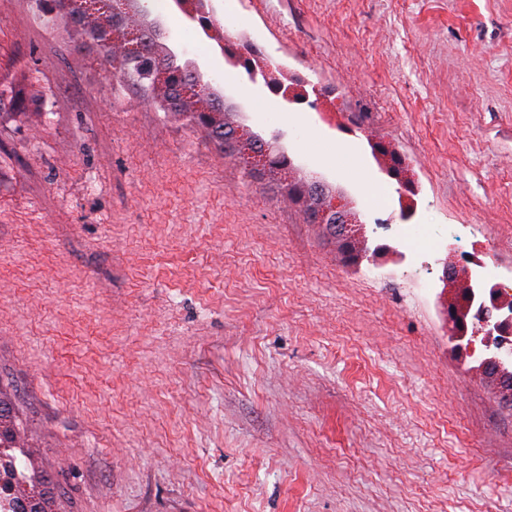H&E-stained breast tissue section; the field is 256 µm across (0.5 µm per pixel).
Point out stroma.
<instances>
[{
  "label": "stroma",
  "instance_id": "1",
  "mask_svg": "<svg viewBox=\"0 0 512 512\" xmlns=\"http://www.w3.org/2000/svg\"><path fill=\"white\" fill-rule=\"evenodd\" d=\"M212 4L316 92L271 98L151 0L293 158L277 181L45 26L48 0H0V401L54 512H512V406L452 353L439 289L397 256L349 270L288 194L328 183L387 239L383 142L414 223L460 231L432 277L479 247L512 269V0ZM371 146H373L374 155L379 163L380 172L390 177L391 179L396 180L400 185L398 194L404 214L406 216L414 215L415 210L412 206L403 205L405 193H414V189L403 180L402 172L400 169L395 168L390 153L384 149H381L380 147L374 146V143H371Z\"/></svg>",
  "mask_w": 512,
  "mask_h": 512
}]
</instances>
